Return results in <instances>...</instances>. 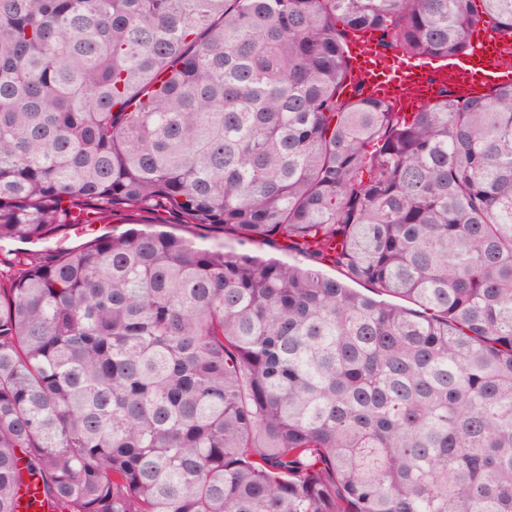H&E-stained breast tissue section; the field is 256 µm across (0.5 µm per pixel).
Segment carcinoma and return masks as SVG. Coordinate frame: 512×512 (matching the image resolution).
<instances>
[{
    "label": "carcinoma",
    "instance_id": "obj_1",
    "mask_svg": "<svg viewBox=\"0 0 512 512\" xmlns=\"http://www.w3.org/2000/svg\"><path fill=\"white\" fill-rule=\"evenodd\" d=\"M479 25L512 55V0H0V242L199 237L17 259L0 512H512V82L395 112L346 57ZM182 218L179 216L159 211L149 212H118L112 216V224H108L109 229H101L98 232L84 230L82 225L87 224H67L63 225L56 233L49 236L45 240L36 244H21L10 241L0 242V270L4 275L3 283L7 288L6 276L13 273L16 266V253L18 251L28 252H51L59 248H74L90 240L94 235L112 230V226H119L124 229L133 224H172L167 230L176 234L190 236L186 224H181Z\"/></svg>",
    "mask_w": 512,
    "mask_h": 512
}]
</instances>
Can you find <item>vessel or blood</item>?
I'll use <instances>...</instances> for the list:
<instances>
[{
	"mask_svg": "<svg viewBox=\"0 0 512 512\" xmlns=\"http://www.w3.org/2000/svg\"><path fill=\"white\" fill-rule=\"evenodd\" d=\"M500 36L475 29L470 51L461 59L427 68L421 65L390 68L379 62V50L371 37L358 36L348 45L351 67L363 81L366 95L388 102L394 110L422 106L448 89L462 98L483 94L487 88L512 80V67L498 61Z\"/></svg>",
	"mask_w": 512,
	"mask_h": 512,
	"instance_id": "vessel-or-blood-1",
	"label": "vessel or blood"
}]
</instances>
